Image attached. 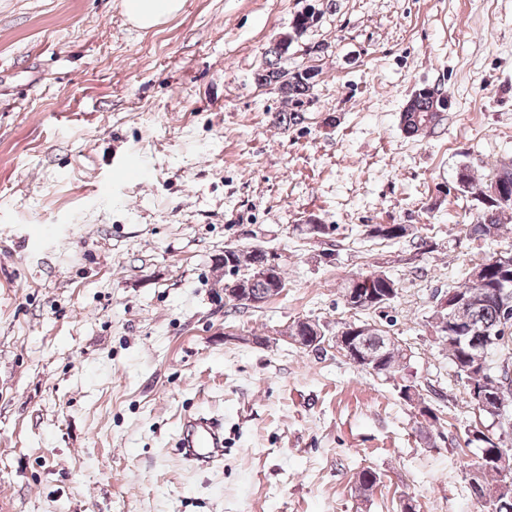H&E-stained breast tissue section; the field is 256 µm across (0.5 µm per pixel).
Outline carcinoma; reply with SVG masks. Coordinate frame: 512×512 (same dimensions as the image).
<instances>
[{
  "mask_svg": "<svg viewBox=\"0 0 512 512\" xmlns=\"http://www.w3.org/2000/svg\"><path fill=\"white\" fill-rule=\"evenodd\" d=\"M310 26V19L294 17L290 28L279 34L271 41L265 50V61L254 75V81L260 86H273L288 101V111L275 115L274 123L290 127L303 121V106L305 100L312 95L315 87L318 71L313 67H305L288 70L281 66L283 56L287 55L293 43L302 36ZM461 185L468 188L469 192L477 197V200L485 206V211L478 223L472 225L471 232L478 237L493 238L499 235L502 228L500 224L501 212L512 209V202L501 203V192L512 196V176L503 177L501 172H496L487 183L473 180L462 169L459 173ZM275 262L272 280L258 279L251 283V290L256 293H264L271 288L285 287V272L276 255L262 245L245 247L241 250L230 252V256L224 259V269L239 267L245 262L253 267L265 266ZM480 274L470 273L468 281L459 286L448 297L453 300L460 296L465 302L456 305H448L447 308L433 313L432 319L436 322L435 328H440L439 320L449 319L464 328L473 327L478 330L497 331L502 325L505 309L497 299V293L508 288L512 290V266L504 267L490 258L480 264ZM362 281H370L372 288L380 295H385V290L395 287V281L383 272L361 274ZM361 335L353 339L355 350L373 357L377 375L386 376L405 371L410 366V357L403 352L398 342L389 337V332L376 328L367 329L369 323L362 322ZM471 345L469 340L460 343H448V356L457 375L465 381L467 394L475 391H486L495 394L497 390H512V370L502 365L493 366L496 359L489 360L490 366L481 370L474 369L470 358ZM466 446H475L480 452L479 475L470 476V485L476 498L488 505L490 512H512V486L501 485L500 473L497 470L496 458L500 449L506 444L500 441V435L493 433L488 426L465 429Z\"/></svg>",
  "mask_w": 512,
  "mask_h": 512,
  "instance_id": "cac0c4a2",
  "label": "carcinoma"
}]
</instances>
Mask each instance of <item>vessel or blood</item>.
I'll use <instances>...</instances> for the list:
<instances>
[{
  "instance_id": "b4317fda",
  "label": "vessel or blood",
  "mask_w": 512,
  "mask_h": 512,
  "mask_svg": "<svg viewBox=\"0 0 512 512\" xmlns=\"http://www.w3.org/2000/svg\"><path fill=\"white\" fill-rule=\"evenodd\" d=\"M175 450L184 464L207 469L224 458V420L206 413H189L178 427Z\"/></svg>"
}]
</instances>
